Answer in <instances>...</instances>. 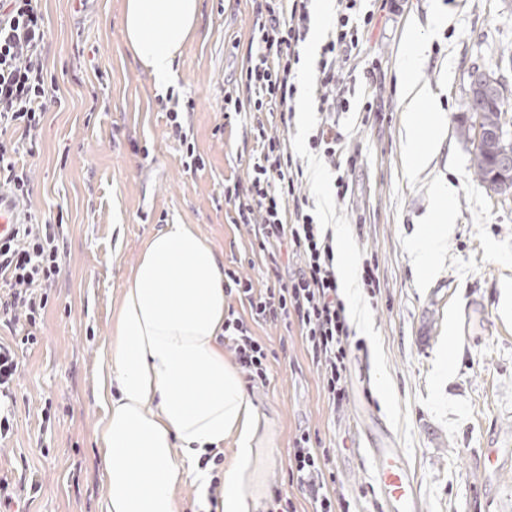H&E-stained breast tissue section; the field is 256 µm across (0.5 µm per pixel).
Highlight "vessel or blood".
I'll list each match as a JSON object with an SVG mask.
<instances>
[{
  "mask_svg": "<svg viewBox=\"0 0 512 512\" xmlns=\"http://www.w3.org/2000/svg\"><path fill=\"white\" fill-rule=\"evenodd\" d=\"M377 461L375 485L386 512H422L413 476L398 449L376 437L371 450Z\"/></svg>",
  "mask_w": 512,
  "mask_h": 512,
  "instance_id": "vessel-or-blood-1",
  "label": "vessel or blood"
}]
</instances>
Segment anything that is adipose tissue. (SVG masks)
Wrapping results in <instances>:
<instances>
[{"label": "adipose tissue", "mask_w": 512, "mask_h": 512, "mask_svg": "<svg viewBox=\"0 0 512 512\" xmlns=\"http://www.w3.org/2000/svg\"><path fill=\"white\" fill-rule=\"evenodd\" d=\"M200 16L201 0H125L126 44L160 88H169L174 62ZM424 61L423 39L408 32L399 83L411 173L428 161L422 140L441 141L443 132L436 96L416 78ZM433 194L431 221L420 228L413 255L423 275L451 219L446 189L435 187ZM332 232L350 313L367 324L346 230L336 224ZM224 301L222 258L193 225H166L149 240L123 291L96 381L105 408L97 434L110 489L106 512H180L178 487L210 483L200 461L208 448L222 447L233 435L240 460L253 452L257 416L239 372L218 345Z\"/></svg>", "instance_id": "1"}]
</instances>
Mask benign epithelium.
<instances>
[{
  "label": "benign epithelium",
  "instance_id": "obj_1",
  "mask_svg": "<svg viewBox=\"0 0 512 512\" xmlns=\"http://www.w3.org/2000/svg\"><path fill=\"white\" fill-rule=\"evenodd\" d=\"M503 96L501 79L487 70H477L471 75V127L477 145L497 156L498 169L486 182L485 189L492 196L512 195V132L503 128H488L482 125L480 116L483 105Z\"/></svg>",
  "mask_w": 512,
  "mask_h": 512
}]
</instances>
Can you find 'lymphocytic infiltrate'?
I'll return each mask as SVG.
<instances>
[{
  "instance_id": "obj_1",
  "label": "lymphocytic infiltrate",
  "mask_w": 512,
  "mask_h": 512,
  "mask_svg": "<svg viewBox=\"0 0 512 512\" xmlns=\"http://www.w3.org/2000/svg\"><path fill=\"white\" fill-rule=\"evenodd\" d=\"M258 23V48L242 62L239 83L224 91V128L247 123L253 142L245 177L224 183V201L232 223L252 236V253L265 273L263 287L238 270L225 269L224 292L236 296L239 309L224 315L221 341L232 351L248 383L267 384L271 352L254 336L253 325L281 324L297 329L329 404L343 406L349 396L347 363L350 324L336 275V248L315 205L302 193V159L274 130L296 112V71L312 24V0H252ZM336 19L320 46L310 98L322 120L310 136L311 153L335 163L345 145L336 115L348 111V81L342 64L359 53L374 25V11L363 0H334ZM47 25L41 0H0V187L8 189L21 213L7 238L0 240V326L11 340H0V447L14 434V384L20 353L42 339L52 290L61 273L58 225L34 212L30 169L16 159L19 139L35 137L46 115L61 103L56 83L47 79ZM167 124L184 149L183 165L205 167L193 135L182 121L193 100L167 96ZM330 451L309 429L295 434L288 450L291 484L309 499L312 512H349L346 500L329 486L336 476Z\"/></svg>"
}]
</instances>
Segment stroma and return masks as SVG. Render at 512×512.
Listing matches in <instances>:
<instances>
[{"label": "stroma", "instance_id": "35a3bbf8", "mask_svg": "<svg viewBox=\"0 0 512 512\" xmlns=\"http://www.w3.org/2000/svg\"><path fill=\"white\" fill-rule=\"evenodd\" d=\"M433 0H394L347 67L356 79L336 129L348 138L338 156L349 191L329 194V223L345 225L357 260L378 266L380 288L366 298L370 330L356 329L349 399L332 409L297 331L254 326L275 357L270 382L249 389L259 418L257 458L238 460L250 512H266L281 489L299 512L310 504L288 481V448L298 429L317 432L331 451L336 491L350 512H382L367 437L387 427L417 479L424 512H512V198L490 196L475 181L476 143L458 132L469 73L500 75L512 105V0H440L446 21L426 27ZM48 73L62 97L34 140L19 144L31 167L32 207L64 218L65 254L43 339L22 356L13 439L0 472L38 474L29 512H104L109 496L96 426L103 414L96 378L123 288L163 224H190L235 268L261 283L246 254V227L231 224L224 181L245 177L241 134L220 136L224 90L239 78L255 25L250 0H203L199 29L176 61L175 94L192 99L188 122L204 170L182 164L168 134L159 91L134 59L123 32L124 0H44ZM427 42L421 83L439 95L444 139L427 144V167L403 166L405 105L399 90L404 35ZM136 138L150 155H135ZM453 192V222L435 272L419 281L410 243L428 217V189ZM52 399V434L41 409ZM501 451L496 473L486 451Z\"/></svg>", "mask_w": 512, "mask_h": 512}]
</instances>
